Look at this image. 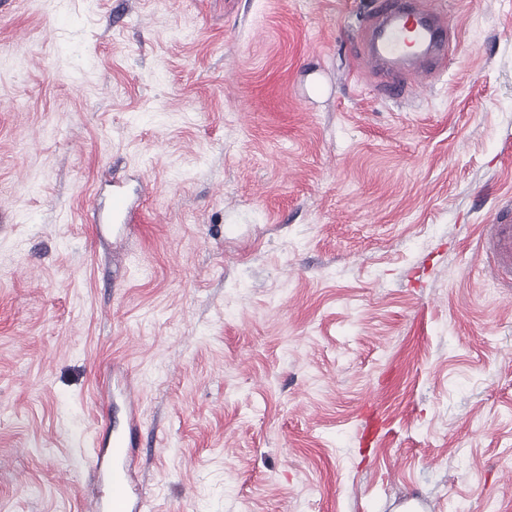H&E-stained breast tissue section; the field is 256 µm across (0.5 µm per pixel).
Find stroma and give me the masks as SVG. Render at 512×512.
Instances as JSON below:
<instances>
[{
  "label": "stroma",
  "instance_id": "1",
  "mask_svg": "<svg viewBox=\"0 0 512 512\" xmlns=\"http://www.w3.org/2000/svg\"><path fill=\"white\" fill-rule=\"evenodd\" d=\"M436 5L398 104L373 0H0V512L105 495L117 366L149 512H512V0ZM458 43L455 25L427 0H380L357 32L363 74L386 98L414 95V82L438 79ZM123 183L121 181L112 180V208L111 211L104 215H100L98 209L94 208L93 221L100 220L112 221L113 224H135L141 216V205L137 201L130 202L121 192ZM482 249L493 257L491 274L498 281L510 280L512 284V224H490Z\"/></svg>",
  "mask_w": 512,
  "mask_h": 512
}]
</instances>
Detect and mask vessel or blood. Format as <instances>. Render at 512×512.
<instances>
[{"instance_id":"vessel-or-blood-1","label":"vessel or blood","mask_w":512,"mask_h":512,"mask_svg":"<svg viewBox=\"0 0 512 512\" xmlns=\"http://www.w3.org/2000/svg\"><path fill=\"white\" fill-rule=\"evenodd\" d=\"M456 36L447 13L432 7L430 0H380L377 11L357 32L360 68L384 97L401 100L413 96L416 79L431 82L444 73ZM140 216V203L128 201L120 181H113L108 220L128 225ZM482 249L493 257L491 274L501 281L512 280V224L489 225ZM118 396L125 409V426L119 431L107 428L99 441L92 474L106 484L107 493L93 501L91 512H147L137 460L138 401L126 383Z\"/></svg>"}]
</instances>
